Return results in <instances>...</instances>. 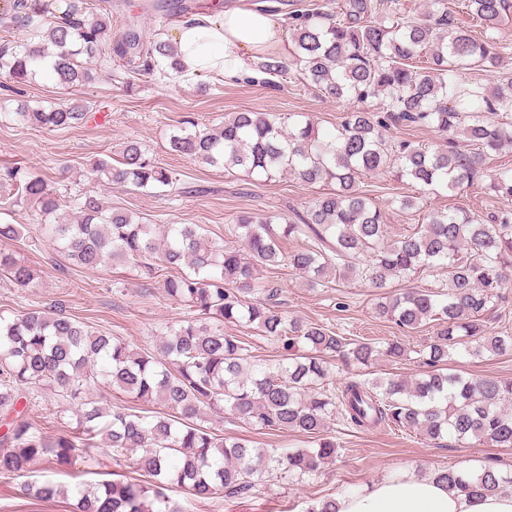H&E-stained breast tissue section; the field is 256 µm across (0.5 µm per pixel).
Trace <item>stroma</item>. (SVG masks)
Instances as JSON below:
<instances>
[{
	"mask_svg": "<svg viewBox=\"0 0 512 512\" xmlns=\"http://www.w3.org/2000/svg\"><path fill=\"white\" fill-rule=\"evenodd\" d=\"M154 2L109 0L117 19L113 36L121 35L120 23L125 19L134 21L147 37L158 29L171 33L184 20L181 12H156ZM112 69L117 79H100L69 89L40 78L30 84H16L0 77V167L18 164L49 176L71 191H96L105 205L149 224L200 225L206 238L217 243L225 240L227 225L241 212L276 208L290 216L305 211L321 193V186H309L287 175L262 182L235 170L227 172L194 162L172 153L168 145L171 131L185 119L209 127L223 122L225 114L241 111L266 112L283 121L303 112L323 129L335 130L343 117V106L302 80L295 68L269 81L243 78L227 82L219 76L204 75L189 83L140 72L120 79L124 66L119 59L114 60ZM20 99L33 105L80 102L87 104L90 112L104 113L105 118L67 129L27 126L7 117ZM130 140L140 142L150 156L174 173L173 190L146 194L101 180L87 181L86 173L96 159L105 155L120 159L121 146ZM360 188L384 213L389 235L421 223V212L406 213L390 205L393 197L417 194L414 184L394 181L385 173L363 176ZM449 206H461L485 217L498 211L501 203L482 178L459 193L430 195L423 202L424 210ZM6 248L35 270L37 280L31 287L21 288L0 277V312L4 315L60 306L93 330L148 351L159 350L166 326L191 315L186 303L168 298L156 281L143 279L134 268L80 267L65 260L54 246L44 243L34 248L25 238L7 242ZM273 280L282 290L289 316L329 326L345 336L381 343L398 340L409 347L407 360L378 361L376 372L409 380L423 372L421 351L431 327L409 333L377 316L376 291L362 281H350L343 288L310 289L285 266ZM30 418L50 435L77 425L74 408L64 404L50 387L39 392ZM206 424L215 432L246 438L263 448H302L307 443L299 433L257 430L224 411L210 414ZM327 434L336 440L338 457L312 479L267 478L251 492L233 498L198 500L177 487L171 488L169 495L186 512H305L316 500L363 490L409 466L427 473L484 464L512 468V448L461 447L450 440L436 445L418 433L394 426L357 432L337 423ZM115 474L129 482L140 478L132 462L118 464L104 454L93 460L76 456L72 465L60 469L47 460H38L31 465L28 477H0V512H71L72 497L37 499L28 494L26 483L49 478L71 488L108 480Z\"/></svg>",
	"mask_w": 512,
	"mask_h": 512,
	"instance_id": "obj_1",
	"label": "stroma"
}]
</instances>
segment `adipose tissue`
I'll list each match as a JSON object with an SVG mask.
<instances>
[{
  "label": "adipose tissue",
  "mask_w": 512,
  "mask_h": 512,
  "mask_svg": "<svg viewBox=\"0 0 512 512\" xmlns=\"http://www.w3.org/2000/svg\"><path fill=\"white\" fill-rule=\"evenodd\" d=\"M285 34L282 25L252 0L187 19L172 34L178 49L176 74L186 80L206 74L227 80L264 76L270 51ZM338 507L339 512H512V493L455 492L409 468L340 497Z\"/></svg>",
  "instance_id": "ef3b65f1"
}]
</instances>
